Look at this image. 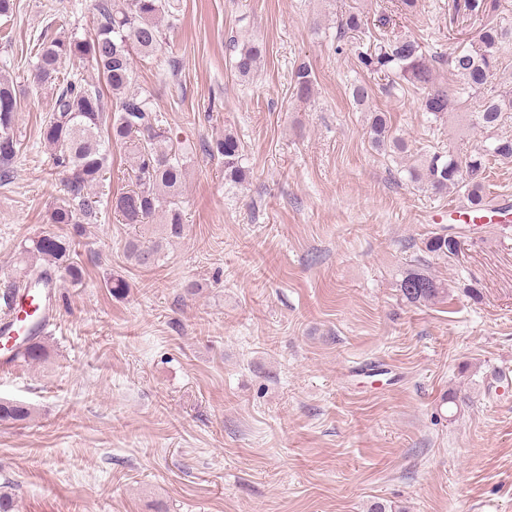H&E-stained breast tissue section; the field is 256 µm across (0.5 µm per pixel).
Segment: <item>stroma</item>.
<instances>
[{
    "label": "stroma",
    "instance_id": "stroma-1",
    "mask_svg": "<svg viewBox=\"0 0 512 512\" xmlns=\"http://www.w3.org/2000/svg\"><path fill=\"white\" fill-rule=\"evenodd\" d=\"M14 2L0 64L22 148L0 181V291L22 279L29 238L70 231L49 221L59 183L36 41L94 26L92 0ZM451 2L401 15L394 0H182L165 62L136 60L135 87L180 140L237 133L249 179L225 183L220 159L194 152L185 234L150 266L125 243L155 224L107 213L76 240L84 278L60 282L45 359L0 364V401L32 411L0 425L13 512H512V387L492 378L512 368V223L462 235L457 261L424 257L463 197L410 183L405 158L372 147L348 89L370 84L414 157L482 145L477 104L431 122L335 40L353 6L428 53L470 47L480 25L452 19ZM234 36L266 48L253 80L230 67ZM303 62L308 101L291 88ZM421 257L449 285L442 301L412 304L396 286ZM111 277L127 291L110 293ZM291 85L293 95L299 100L308 101L315 94V80L306 65L295 69Z\"/></svg>",
    "mask_w": 512,
    "mask_h": 512
}]
</instances>
